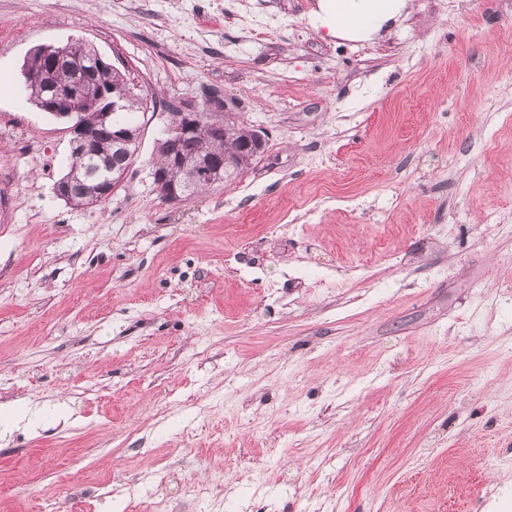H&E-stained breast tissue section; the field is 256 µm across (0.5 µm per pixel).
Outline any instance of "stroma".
<instances>
[{
    "label": "stroma",
    "mask_w": 512,
    "mask_h": 512,
    "mask_svg": "<svg viewBox=\"0 0 512 512\" xmlns=\"http://www.w3.org/2000/svg\"><path fill=\"white\" fill-rule=\"evenodd\" d=\"M317 0H0V512H482L512 496V0H410L365 42ZM81 38L266 134L172 204L166 118L98 205L24 90ZM107 480V492L96 489Z\"/></svg>",
    "instance_id": "stroma-1"
}]
</instances>
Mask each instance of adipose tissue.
I'll return each instance as SVG.
<instances>
[{"mask_svg":"<svg viewBox=\"0 0 512 512\" xmlns=\"http://www.w3.org/2000/svg\"><path fill=\"white\" fill-rule=\"evenodd\" d=\"M407 0H319L316 31L350 41H367L402 14Z\"/></svg>","mask_w":512,"mask_h":512,"instance_id":"ef3b65f1","label":"adipose tissue"}]
</instances>
